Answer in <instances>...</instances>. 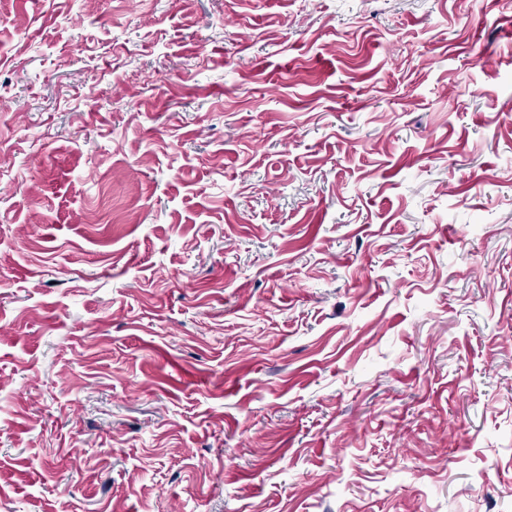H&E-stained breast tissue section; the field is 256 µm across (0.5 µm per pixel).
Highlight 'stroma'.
Listing matches in <instances>:
<instances>
[{"label":"stroma","instance_id":"35a3bbf8","mask_svg":"<svg viewBox=\"0 0 512 512\" xmlns=\"http://www.w3.org/2000/svg\"><path fill=\"white\" fill-rule=\"evenodd\" d=\"M512 0H0V512H512Z\"/></svg>","mask_w":512,"mask_h":512}]
</instances>
